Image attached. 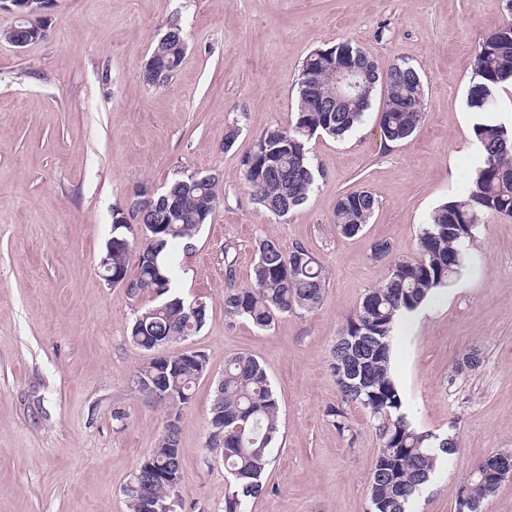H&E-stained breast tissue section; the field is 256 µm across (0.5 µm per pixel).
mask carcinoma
Returning <instances> with one entry per match:
<instances>
[{
	"mask_svg": "<svg viewBox=\"0 0 512 512\" xmlns=\"http://www.w3.org/2000/svg\"><path fill=\"white\" fill-rule=\"evenodd\" d=\"M167 40L153 54L165 60L169 71L180 68L186 37L182 26L167 24ZM354 65L366 87L360 96L321 106L314 86L332 87L343 63ZM512 82V20L479 45L466 105L473 112V130L481 145L480 163L473 186L465 194L451 195L429 215L420 230L418 257L395 260L386 279L368 290L355 312L347 317L333 349L332 370L342 404L365 410L377 422L380 448L370 479L372 512H408L414 495L431 478L439 455L455 453L454 440L415 427L403 411L398 387L390 372L391 346L397 319L412 313L434 293L458 277L464 267L466 247L487 215L512 217V128L494 119L500 90ZM384 84L385 111L380 117L384 139L399 143L409 139L425 122V88L418 70L402 60L380 74L369 52L349 41L309 54L296 83L297 116L289 128L274 127L261 134L241 161V180L252 199L266 212L283 218L302 206L316 184L308 143L315 136L341 138L355 129L371 106L379 84ZM219 180H199L186 174L172 180L164 192L142 209L145 237L135 243V233L121 223V208L112 214V285L129 295L149 294L157 304L142 310L129 328V340L144 351L185 341L204 326L206 302L188 301L173 291L174 250L193 242L208 223L218 199ZM378 205L368 190L339 197L331 223L343 237L358 234ZM144 253L137 277L125 282L133 248ZM328 274L304 245L286 246L272 237L257 242L249 282L230 286L224 311L243 317L267 330L277 318L296 310H310L323 300ZM155 384L190 400L198 369L184 355L168 358L152 370ZM224 418V450L219 453L234 490L225 499L224 512H246L248 498L263 490V474L270 464L279 433L280 408L268 373L252 355L228 357L214 407ZM154 472L142 475L135 487L124 489L129 512H172L179 500L181 479H163L168 472L166 447L151 450ZM501 480L482 469L463 478L466 498H457L456 512H482L483 500Z\"/></svg>",
	"mask_w": 512,
	"mask_h": 512,
	"instance_id": "obj_1",
	"label": "carcinoma"
}]
</instances>
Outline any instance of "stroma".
<instances>
[{
  "mask_svg": "<svg viewBox=\"0 0 512 512\" xmlns=\"http://www.w3.org/2000/svg\"><path fill=\"white\" fill-rule=\"evenodd\" d=\"M172 19L187 50L155 88L142 68ZM511 19L505 0H57L46 40L19 49L0 39V512H129L123 488L166 415L138 393L135 374L151 354L128 340L151 298L108 285L99 261L113 209L136 187L193 171L218 175L219 200L177 261V292L203 298L207 319L165 349L207 358L177 423V512H224L231 488L207 450L208 421L224 362L238 352L266 368L281 422L266 491L246 512H370L380 439L361 408L348 407L344 434L329 416L341 403L331 349L388 275L373 244L388 241L390 259L416 258L431 211L470 189L475 52ZM345 40L380 70L412 63L427 119L409 140L386 142L376 93L356 131L310 141L316 186L299 210L274 218L245 189L241 160L267 129L294 122L305 57ZM231 127L239 135L228 148ZM356 190L378 206L345 238L331 218ZM266 235L305 245L329 280L316 308L260 330L227 317L224 292L248 282ZM392 375L408 419L458 444L410 512H455L464 475L512 451V218L479 225L462 273L397 326Z\"/></svg>",
  "mask_w": 512,
  "mask_h": 512,
  "instance_id": "35a3bbf8",
  "label": "stroma"
}]
</instances>
